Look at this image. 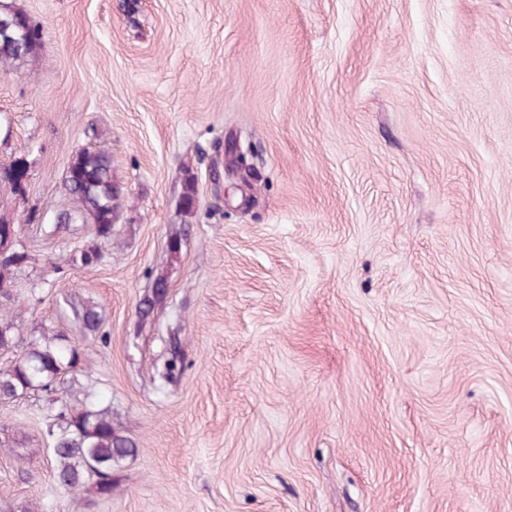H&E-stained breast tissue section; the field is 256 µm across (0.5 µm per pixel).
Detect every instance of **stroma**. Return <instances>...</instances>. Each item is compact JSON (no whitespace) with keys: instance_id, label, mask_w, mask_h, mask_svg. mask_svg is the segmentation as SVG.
<instances>
[{"instance_id":"35a3bbf8","label":"stroma","mask_w":512,"mask_h":512,"mask_svg":"<svg viewBox=\"0 0 512 512\" xmlns=\"http://www.w3.org/2000/svg\"><path fill=\"white\" fill-rule=\"evenodd\" d=\"M1 9L42 32L0 63L17 332L79 344L135 451L110 496L64 488L48 395L0 402V512H512V0ZM98 146L86 266L94 225L55 216ZM63 186L73 201L60 212L64 224H94L102 240L112 238L115 215V189L112 183V158L105 148L84 149L69 165ZM28 168V163L24 157H16L9 164L0 166V188L8 187L14 194L16 192V182L22 171Z\"/></svg>"}]
</instances>
